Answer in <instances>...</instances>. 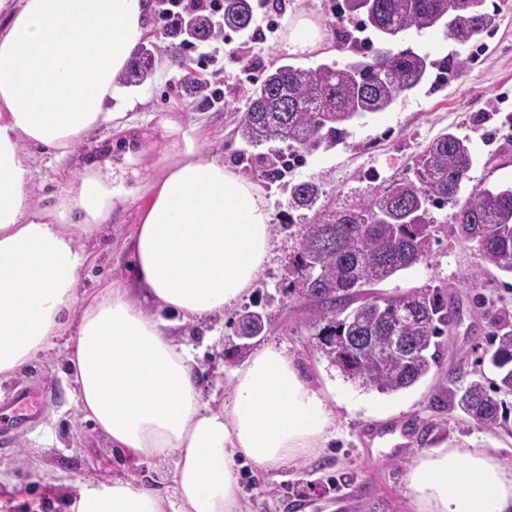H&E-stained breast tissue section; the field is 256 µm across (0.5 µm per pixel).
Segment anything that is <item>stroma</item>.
I'll list each match as a JSON object with an SVG mask.
<instances>
[{
    "label": "stroma",
    "instance_id": "obj_1",
    "mask_svg": "<svg viewBox=\"0 0 512 512\" xmlns=\"http://www.w3.org/2000/svg\"><path fill=\"white\" fill-rule=\"evenodd\" d=\"M335 4L336 0H290L280 29L263 41L249 42L229 33L224 70L211 82L224 94L222 105L193 108L177 64L164 75L127 88L118 104L145 133L132 146L125 164L128 187L161 175L172 144L162 123L170 118L182 129L194 130L202 151L223 156L227 167L262 188L271 212V258L246 303L272 301L280 318L260 343L284 349L316 386L332 384L342 400L336 408V430L317 455L268 471L241 467L240 512H293L296 498L308 501L305 512H355L361 498L374 512H414L404 487L409 460L394 458L391 452L389 432L400 426L411 427L413 450L487 448L512 468V419L496 431H487L454 407L449 396L458 381L489 373L482 360L485 350L494 335L512 330V277L481 267L473 245L455 231L453 206L433 209L435 232L425 260L370 288L382 297L437 289L445 294L451 312L437 365L419 384L392 394L346 381L325 356L320 337L308 324L307 307L291 287L294 276L288 257L299 236L297 229L285 226L290 184L315 178L337 205L353 202L392 182L413 178L415 157L447 131L468 139L474 153L463 192L479 186H512V0H485L487 10L498 13L497 26L464 46L440 29L400 34L392 43L394 49H410L434 59L458 58L462 67L442 89L434 91L429 84H421L388 110L353 123L343 142L298 159L282 180L269 182L239 159L248 150L234 133L249 87L241 72L242 60L255 57L262 68L284 62L304 68L324 62L340 67L350 63L354 52L334 34ZM301 19L319 27L322 41L314 51L287 53L283 45L292 25ZM106 143L113 151L123 149L108 126L92 132L63 156L34 147L35 205L53 207L62 189ZM145 203V196L131 197L127 209L100 237L86 243L90 259L80 273L78 300L128 274L133 257L127 240ZM238 313L234 307L205 322L175 328L177 339L196 351L203 399L214 408L230 400L228 376L233 366L225 362L223 352L234 334ZM64 344V339H56L54 346L19 372L0 375V470L13 479L10 487L0 488V512H66L67 494L87 482L114 477L138 484L153 480L161 495L173 497L175 457L133 463L76 411ZM20 391L46 392L42 412H12L10 402ZM376 404L392 405V415L383 420L370 415L369 406Z\"/></svg>",
    "mask_w": 512,
    "mask_h": 512
}]
</instances>
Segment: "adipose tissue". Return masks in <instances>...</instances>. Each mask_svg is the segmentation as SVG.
I'll use <instances>...</instances> for the list:
<instances>
[{
  "instance_id": "1",
  "label": "adipose tissue",
  "mask_w": 512,
  "mask_h": 512,
  "mask_svg": "<svg viewBox=\"0 0 512 512\" xmlns=\"http://www.w3.org/2000/svg\"><path fill=\"white\" fill-rule=\"evenodd\" d=\"M147 0H21L0 32V375L35 360L66 329L80 240L97 237L131 192L111 155L86 164L57 204L35 209L30 148L67 153L91 131L124 128L116 81L147 26ZM181 147L144 185L129 275L86 301L66 346L73 400L132 462L176 457L175 498L120 478L82 486L71 512H239L235 461L268 470L314 456L334 426L332 392L313 388L286 352L256 351L213 409L195 353L161 311L199 322L248 295L270 253L260 187L166 123ZM416 512H512V469L485 448H426L405 474Z\"/></svg>"
}]
</instances>
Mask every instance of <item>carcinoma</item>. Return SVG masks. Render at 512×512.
I'll return each mask as SVG.
<instances>
[{
  "instance_id": "carcinoma-1",
  "label": "carcinoma",
  "mask_w": 512,
  "mask_h": 512,
  "mask_svg": "<svg viewBox=\"0 0 512 512\" xmlns=\"http://www.w3.org/2000/svg\"><path fill=\"white\" fill-rule=\"evenodd\" d=\"M485 0H342L340 16L361 19L388 39L394 33L440 25L461 45L496 25L497 13ZM224 28L255 36L251 0H224ZM220 30L201 13L190 14L141 45L118 82L140 86L154 73L156 55L178 61L185 40L207 42ZM357 59L343 68L334 62L302 68L285 63L264 70L248 91L247 108L236 133L251 147L267 151L246 158L275 182L300 154L333 146L348 126L367 114L383 112L404 93L440 70L460 67L456 59L435 61L412 50H368L343 31ZM286 148L279 147V144ZM474 163L469 140L445 133L415 159V179L378 189L342 207L323 200L319 181L291 186L287 208L312 217L301 225L299 247L289 258L298 290L311 308L310 325L320 327L325 355L342 376L361 387L392 393L414 386L437 364L449 312L437 293L410 292L380 299L361 298L363 289L388 279L428 255L434 220L429 207L451 204L458 236L474 244L481 261L512 275V189L477 187L460 199L461 184ZM277 314L245 307L238 326L250 321L258 332L272 327ZM485 376L454 391L457 406L476 424L493 432L507 419L504 397L512 396V331L495 336Z\"/></svg>"
}]
</instances>
